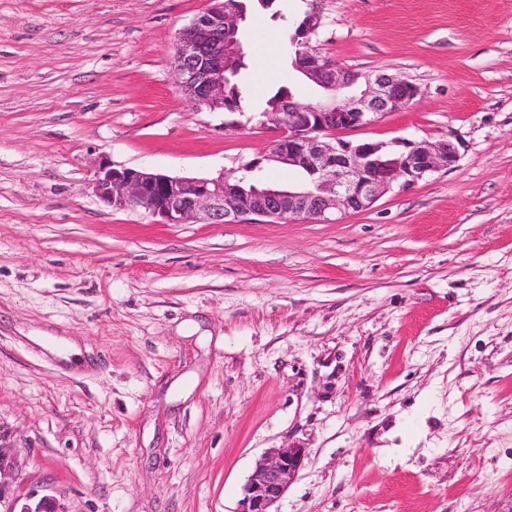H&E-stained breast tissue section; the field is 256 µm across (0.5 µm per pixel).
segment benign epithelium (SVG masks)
<instances>
[{
  "instance_id": "obj_1",
  "label": "benign epithelium",
  "mask_w": 512,
  "mask_h": 512,
  "mask_svg": "<svg viewBox=\"0 0 512 512\" xmlns=\"http://www.w3.org/2000/svg\"><path fill=\"white\" fill-rule=\"evenodd\" d=\"M208 0L213 21L197 17L175 38L173 64L177 89L197 106L224 108L230 79L227 59L244 60L239 39L244 13ZM321 17L311 14L295 35L301 71L324 89L317 104L286 98L280 110L258 124L272 125L277 136L269 152L242 165L234 178H189L99 162L92 182L95 195L116 209L141 211L161 224H228L254 215L270 223L293 219L327 221L336 211L368 210L386 193L416 184L458 161L450 141L404 142L403 149L383 142L330 141L338 132L364 127L405 109L419 95L412 82L385 72L363 73L328 60L311 45ZM301 167L311 177L302 188H272L249 179L262 162ZM19 450L0 431V506L4 512H66L49 495H22L16 487ZM307 458L304 448H271L257 461L242 488L237 512H276L275 504L296 479Z\"/></svg>"
}]
</instances>
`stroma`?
<instances>
[{
    "mask_svg": "<svg viewBox=\"0 0 512 512\" xmlns=\"http://www.w3.org/2000/svg\"><path fill=\"white\" fill-rule=\"evenodd\" d=\"M313 43L405 78L345 141L459 160L334 220L157 224L100 159L233 175L275 133L177 89L207 0H0V432L65 512H236L268 449L308 459L278 512H512V0H318ZM307 0L249 11L248 112ZM76 344L78 359L52 352Z\"/></svg>",
    "mask_w": 512,
    "mask_h": 512,
    "instance_id": "35a3bbf8",
    "label": "stroma"
}]
</instances>
